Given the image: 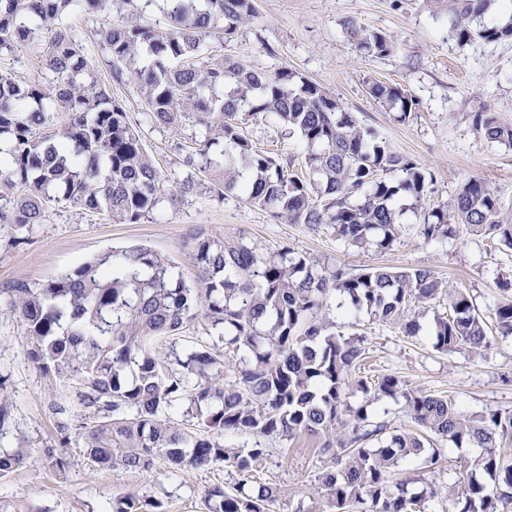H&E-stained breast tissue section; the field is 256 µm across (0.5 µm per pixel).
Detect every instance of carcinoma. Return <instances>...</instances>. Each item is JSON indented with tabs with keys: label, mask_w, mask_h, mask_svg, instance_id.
<instances>
[{
	"label": "carcinoma",
	"mask_w": 512,
	"mask_h": 512,
	"mask_svg": "<svg viewBox=\"0 0 512 512\" xmlns=\"http://www.w3.org/2000/svg\"><path fill=\"white\" fill-rule=\"evenodd\" d=\"M98 15L97 36L107 52L113 78L130 74L138 83L154 123L178 128L190 122L201 131L195 150L200 170L213 176L210 189L236 195L270 210L290 224L325 225L337 240L357 248H391L403 227L396 202L423 200L432 177L414 160L392 150L375 130L362 127L320 84L288 69L260 72L247 62L208 52L255 17L254 0H166L169 24L140 19L118 23L114 10L136 0H81ZM446 7L450 31L461 44L512 39L506 0H435ZM74 0H0V54L34 48L54 73L48 84L21 83L0 70V224L10 225L16 242L42 221L46 205L105 212L115 224H136L164 196L186 197L199 184H167L127 112L90 77L79 32L66 18ZM348 39L366 53L389 54L391 37L354 18L343 23ZM372 97L411 114L412 98L382 82ZM68 122L54 126L55 112ZM273 115L298 132L308 174L283 158L253 146L237 123L239 114ZM473 123L492 142L512 145V126L491 112ZM477 235L512 249V220L503 202L483 181L472 179L448 208L431 212L423 225L428 239L456 234L451 217ZM200 276L194 285L175 276L161 255L135 247L102 253L72 272L33 291L10 289L9 307L27 325L29 358L54 391L49 401L58 445L43 448L52 467L68 460L58 448L70 444L73 421L83 429V453L103 467L147 471L160 460L179 469L224 464L233 492L214 487L205 495L208 512H273L275 487H252L268 455L266 442L310 434L328 454L318 475L320 499L307 512H409L440 491L409 493L392 484L398 464L425 455L427 468L442 464L444 449L477 448L467 468L448 486L454 512H506L512 507V411L464 416L455 403L410 386L396 376L373 384L355 374L364 339L330 331L322 316L335 291L349 310L414 336L420 329L411 305L434 312L433 348L447 353L489 347L488 324L464 286L450 288L428 269L372 266L352 271L326 266L288 247L275 256L258 252L240 236L195 238ZM495 309V329L512 337V280ZM206 321L224 346L243 352L245 367L224 383L221 353L193 351L161 358L152 347L184 325ZM402 398L420 433L383 437L386 427L365 429L367 409L348 402L350 393ZM189 397L205 432L171 423L165 411ZM233 430L258 437L248 449L224 444ZM378 447L359 444L370 439ZM29 449H0V477L19 469ZM113 512H161L149 497L121 496Z\"/></svg>",
	"instance_id": "cac0c4a2"
}]
</instances>
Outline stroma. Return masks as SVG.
I'll list each match as a JSON object with an SVG mask.
<instances>
[{
	"mask_svg": "<svg viewBox=\"0 0 512 512\" xmlns=\"http://www.w3.org/2000/svg\"><path fill=\"white\" fill-rule=\"evenodd\" d=\"M255 7V19L225 40L220 52L262 72L286 67L319 83L395 152L427 168L432 184L426 198L403 215L400 238L382 252L346 246L326 227L291 224L245 200L211 194L164 199L135 224H116L104 213L52 203L21 244L14 243L10 227L0 226V382L12 405V421L0 429V448L30 450L22 468L0 477V512H112L113 498L124 494L155 497L164 512H204L206 490L230 486L220 464L178 472L162 463L147 472L99 466L84 456L76 433L66 450V470L50 467L41 454L55 439L50 392L29 359L26 328L7 304L6 291L16 282L42 288L102 252L143 246L166 257L175 273L192 284L199 275L194 238L203 231L217 238L244 236L263 253L290 247L351 269L427 268L449 286L469 288L486 320H493L501 297L497 276L512 275V250L462 227L455 237L438 240L425 238L421 229L433 209L453 206L462 184L473 178L495 190L512 216V147L489 142L472 122L475 113L491 112L512 126V40L477 38L459 44L449 30L447 11L430 8L426 0H255ZM348 18L388 34L393 51L384 56L357 51L342 28ZM76 20L98 85L123 106L161 174L171 181L186 177L198 128L153 123L134 78L113 81L93 17L80 12ZM374 81L398 87L413 99L406 120L370 96L368 85ZM240 126L253 145L303 166L300 134H284L262 117H244ZM327 303L333 332L363 336L368 377L398 376L412 387L452 399L467 416L512 410V338L494 337L490 348L479 353L440 354L425 333L432 312H420L423 331L410 337L366 312L343 314L337 296H329ZM474 454L471 448H450L437 473L419 458L398 468L393 479L408 481L413 492L425 486L444 489ZM324 461L317 437L302 434L285 445L271 443L259 475L281 492L275 512L309 505L318 494Z\"/></svg>",
	"mask_w": 512,
	"mask_h": 512,
	"instance_id": "1",
	"label": "stroma"
}]
</instances>
